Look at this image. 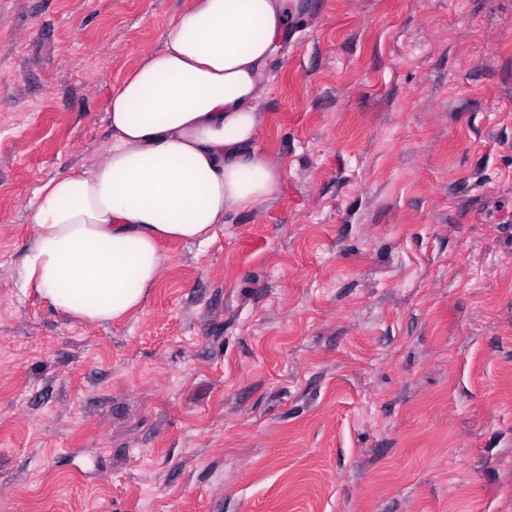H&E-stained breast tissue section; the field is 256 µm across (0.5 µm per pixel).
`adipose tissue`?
I'll return each mask as SVG.
<instances>
[{"label": "adipose tissue", "mask_w": 512, "mask_h": 512, "mask_svg": "<svg viewBox=\"0 0 512 512\" xmlns=\"http://www.w3.org/2000/svg\"><path fill=\"white\" fill-rule=\"evenodd\" d=\"M296 10L196 0L164 27L109 101L106 159L40 188L23 289L84 322L121 319L155 288L160 241L210 242L225 215L274 197L281 173L258 154L256 100Z\"/></svg>", "instance_id": "1"}]
</instances>
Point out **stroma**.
<instances>
[{"label":"stroma","mask_w":512,"mask_h":512,"mask_svg":"<svg viewBox=\"0 0 512 512\" xmlns=\"http://www.w3.org/2000/svg\"><path fill=\"white\" fill-rule=\"evenodd\" d=\"M195 0H0V512H512V0H298L274 198L87 325L23 291L39 188Z\"/></svg>","instance_id":"stroma-1"}]
</instances>
